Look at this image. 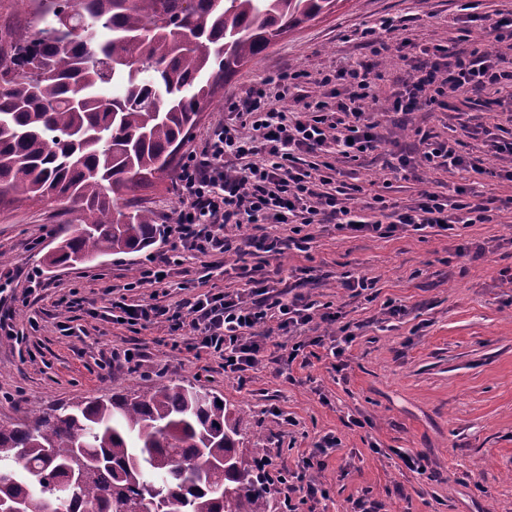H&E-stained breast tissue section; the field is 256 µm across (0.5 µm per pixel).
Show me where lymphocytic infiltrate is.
Here are the masks:
<instances>
[{
    "label": "lymphocytic infiltrate",
    "mask_w": 512,
    "mask_h": 512,
    "mask_svg": "<svg viewBox=\"0 0 512 512\" xmlns=\"http://www.w3.org/2000/svg\"><path fill=\"white\" fill-rule=\"evenodd\" d=\"M459 21L470 36L462 48L409 40L391 44L387 35L395 25L390 18L362 30L373 56L394 54L402 61L414 54L425 57L422 65L400 77L399 90L388 98H378L373 90L380 78L373 65L359 62L323 75L318 97L304 90L305 72L289 68L229 100L230 123L214 128L181 164L176 182L181 207L168 230L170 252L151 256L139 276L126 283V290L162 283L184 254L238 252L235 238L226 232L230 226H251L247 245L259 254L278 252L280 242L261 233V225H285V240L305 253L314 239L313 226L325 222L357 236L389 238L410 229L448 231L459 224H489L497 210L511 209L512 197H485L464 186L457 187L452 198L421 190L406 207L381 194L359 206L355 199L362 186L338 177V163L356 162L377 150L384 113L448 112L455 110L457 96L488 89L512 97V13H465ZM481 29L493 33L496 49L473 39V32ZM413 134L421 146L422 165L484 173L483 159L465 158L448 140L421 129ZM244 275L247 287L235 294L209 291L172 306L115 300L109 315L130 326L165 322L173 330L186 331V350L221 359L225 373L239 378L261 362L275 333L284 341L273 363L308 366L306 348L322 344L317 330L327 323L335 327L329 349L335 368L345 369L343 356L356 338L350 324L340 323L335 314H316L305 293L284 297L270 287L264 266L253 265ZM305 330L313 333L306 341L300 338ZM337 445L336 436L324 435L302 457L289 486L298 500L289 504L288 512L326 496L312 473L322 470L324 456Z\"/></svg>",
    "instance_id": "f902f5d3"
}]
</instances>
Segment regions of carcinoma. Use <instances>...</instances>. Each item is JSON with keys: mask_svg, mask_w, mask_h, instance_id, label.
Segmentation results:
<instances>
[{"mask_svg": "<svg viewBox=\"0 0 512 512\" xmlns=\"http://www.w3.org/2000/svg\"><path fill=\"white\" fill-rule=\"evenodd\" d=\"M336 0H38L0 51V203L65 204L48 264L139 252L161 234L130 198L174 170L225 77ZM185 383L0 423V512H272L239 456L242 416Z\"/></svg>", "mask_w": 512, "mask_h": 512, "instance_id": "1", "label": "carcinoma"}]
</instances>
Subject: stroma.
Listing matches in <instances>:
<instances>
[{
  "instance_id": "1",
  "label": "stroma",
  "mask_w": 512,
  "mask_h": 512,
  "mask_svg": "<svg viewBox=\"0 0 512 512\" xmlns=\"http://www.w3.org/2000/svg\"><path fill=\"white\" fill-rule=\"evenodd\" d=\"M459 7L458 0H338L233 73L202 112L188 148L199 147L223 123L228 99L243 96L260 78L287 66L315 75L370 60L357 31L383 17H409L407 28L396 33L400 39L456 41ZM375 62L383 70L392 67L387 59ZM492 98L487 91L459 99L453 112L388 114L379 149L356 169L366 195L385 183L391 201L405 206L419 190L450 196L466 183L486 197L512 196V181L499 176L512 169V158L488 156L485 135L463 128L467 121L483 122L512 138V114L494 111ZM416 127L457 140L461 155L486 158L489 174L397 167L398 156L420 151ZM175 181L170 175L137 192L135 204L149 207L157 223L173 224ZM68 220L42 206L0 209V272L13 273L19 292L34 271L44 284L29 304L0 303V312L12 315L26 335L19 343L0 340V422L20 421L35 408L185 380L241 410L239 453L250 460L270 449V476L296 471L317 440L336 435L340 444L319 472L327 495L303 505V512H350L360 499L381 512H512V284L500 277L512 267V210L501 211L493 224L391 238L356 237L321 224L309 252L287 248L249 256L252 265L268 261L278 290L307 275L310 300L341 312L357 331L343 371L333 369L327 346L320 345L308 367L282 374L266 362L241 380L225 374L220 359L188 353L167 325L130 327L105 319L111 288L134 280L149 255L168 251V235L137 253L47 266L46 255L71 231ZM462 245L485 247L486 255L471 259L459 254ZM347 273H365L377 283L358 294L343 287ZM244 286L234 254L187 256L165 283L143 286L130 297L158 292L163 303L173 304ZM63 297L74 299V307L58 306ZM387 301L401 306L402 314L385 315ZM68 320L80 335L61 330ZM115 347L141 348L146 360L135 371L102 366ZM399 448L427 455L437 479L406 469L395 454Z\"/></svg>"
}]
</instances>
